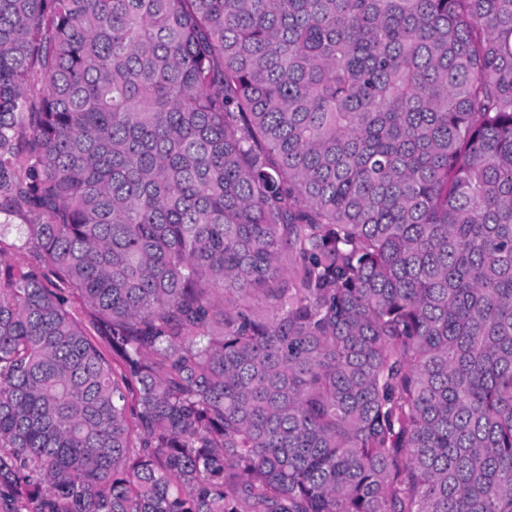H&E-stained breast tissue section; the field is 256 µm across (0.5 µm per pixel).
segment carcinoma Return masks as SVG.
<instances>
[{"mask_svg": "<svg viewBox=\"0 0 512 512\" xmlns=\"http://www.w3.org/2000/svg\"><path fill=\"white\" fill-rule=\"evenodd\" d=\"M1 196L0 512H512V0H0ZM16 230L12 228L8 234L1 237L0 247L4 250L5 258L14 264H26L32 261L30 253L17 248Z\"/></svg>", "mask_w": 512, "mask_h": 512, "instance_id": "1", "label": "carcinoma"}]
</instances>
